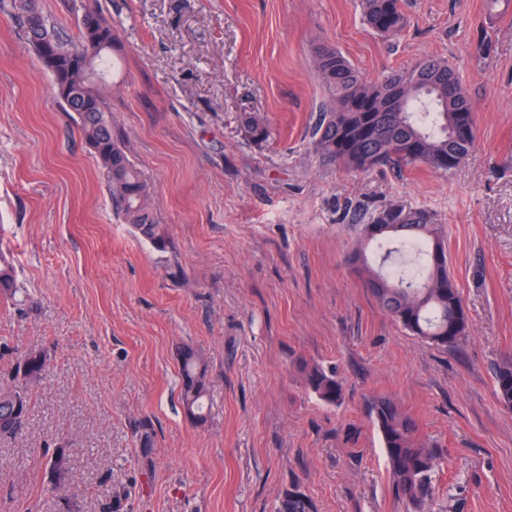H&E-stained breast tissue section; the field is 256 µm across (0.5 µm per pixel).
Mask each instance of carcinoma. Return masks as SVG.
<instances>
[{
    "mask_svg": "<svg viewBox=\"0 0 512 512\" xmlns=\"http://www.w3.org/2000/svg\"><path fill=\"white\" fill-rule=\"evenodd\" d=\"M364 23L391 34L404 24L400 0H361ZM28 44L52 78V90L78 127L85 143L101 163L112 211L154 248L169 246L164 225L151 204V190L130 159L124 141L112 131V112L103 89L112 61V27L96 14L94 28L82 27L81 39L63 40L56 22L42 14L34 29L26 15V0H14ZM315 71L327 85L330 99L312 130L315 149L330 161L355 170L377 165L415 166L448 172L475 144V117L463 83L448 61L429 56L413 67L390 72L374 81L363 79L335 48L313 50ZM246 132L261 140L268 134L265 119L244 113ZM382 224L379 237L398 244L385 248L379 269L366 268L365 288L381 309L406 331L443 348H454L468 333V319L458 290L448 273V256L439 225L423 208L391 205L372 217ZM17 292L12 263L0 251V295ZM47 353L28 350L19 354L8 371L9 382L0 386V437L17 434L29 419L33 386L45 375ZM180 399L192 419L206 418V371L193 350L180 357ZM306 383L324 402L341 399L336 372L318 367L305 370ZM500 403L512 408V360L494 372ZM382 436L392 475L395 498L406 512H420L434 492L433 475L439 451L417 437L415 420L389 397L373 400L370 407ZM69 455L58 447L46 459L53 489H62Z\"/></svg>",
    "mask_w": 512,
    "mask_h": 512,
    "instance_id": "cac0c4a2",
    "label": "carcinoma"
}]
</instances>
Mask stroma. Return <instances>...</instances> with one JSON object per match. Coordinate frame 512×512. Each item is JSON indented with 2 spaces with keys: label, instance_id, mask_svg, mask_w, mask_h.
<instances>
[{
  "label": "stroma",
  "instance_id": "35a3bbf8",
  "mask_svg": "<svg viewBox=\"0 0 512 512\" xmlns=\"http://www.w3.org/2000/svg\"><path fill=\"white\" fill-rule=\"evenodd\" d=\"M65 38L85 7L119 48L112 123L153 191L163 251L114 214L98 159L51 90L13 0H0V373L48 354L24 431L0 438V512H403L369 412L388 396L441 454L422 512H512V410L493 370L512 358V4L403 0L394 34L360 0H41ZM373 81L448 61L475 112L451 172L324 160L312 128L329 92L316 44ZM264 117L251 140L241 115ZM429 210L468 317L446 349L404 330L348 256L374 214ZM205 363L209 410L178 403L182 347ZM335 369L328 404L302 365ZM69 471L51 492L46 446ZM17 292L15 271L12 263L0 251V295L5 299L13 298Z\"/></svg>",
  "mask_w": 512,
  "mask_h": 512
}]
</instances>
